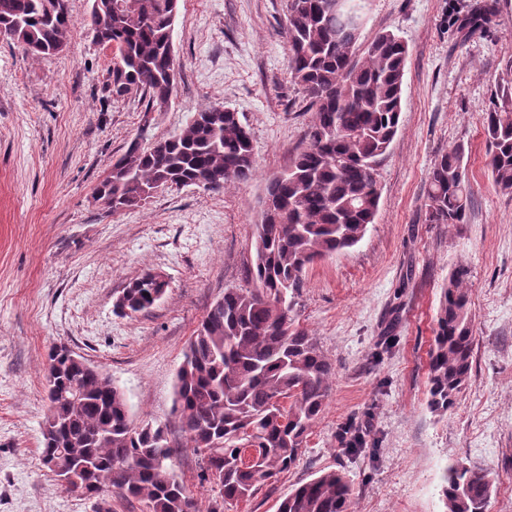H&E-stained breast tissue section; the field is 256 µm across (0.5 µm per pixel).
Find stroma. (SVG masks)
Instances as JSON below:
<instances>
[{
	"label": "stroma",
	"mask_w": 512,
	"mask_h": 512,
	"mask_svg": "<svg viewBox=\"0 0 512 512\" xmlns=\"http://www.w3.org/2000/svg\"><path fill=\"white\" fill-rule=\"evenodd\" d=\"M475 0H370L358 45L383 30L408 46L400 129L377 171V217L353 248L311 265L292 297L296 322L316 337L336 378L296 465L224 512H276L298 483L342 470L355 512H442L451 463L491 472L486 512H512V195L495 185L483 118L512 62V0L483 34L453 20ZM69 0L63 53L33 57L0 37V512H97L95 501L40 464L48 411L45 369L64 345L111 375L135 423L166 426L174 468L199 512L213 493L184 447L173 411L186 343L225 289L250 287L254 224L267 180L303 146L313 112L288 74L285 0H179L174 101L145 113L113 99V53ZM214 102L238 112L253 140L256 174L212 193L158 192L115 214L95 188L134 138L178 134ZM463 146L472 203L462 224L426 219L435 159ZM470 268L474 360L469 384L443 416L428 407V352L441 289ZM168 279L145 313L113 303L146 271ZM364 430L344 452L340 428Z\"/></svg>",
	"instance_id": "stroma-1"
}]
</instances>
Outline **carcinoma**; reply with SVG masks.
<instances>
[{
  "label": "carcinoma",
  "instance_id": "carcinoma-1",
  "mask_svg": "<svg viewBox=\"0 0 512 512\" xmlns=\"http://www.w3.org/2000/svg\"><path fill=\"white\" fill-rule=\"evenodd\" d=\"M288 72L314 116L305 145L268 182L255 224L253 288H230L201 320L184 352L174 412L185 446L202 456L201 480L217 491L209 512L246 500L257 486L290 470L330 397L334 368L316 337L296 324L288 293L301 287L316 261L357 245L374 223L381 194L376 172L400 127L408 57L391 31L358 53V22L369 0H285ZM179 0H93L86 24L97 43L115 53L110 92L138 95L149 113L173 100L169 79L172 23ZM496 5L482 0L458 27L486 29ZM68 0H0V36L32 56L63 52L71 26ZM175 136L144 147L133 139L98 184L95 196L114 213L136 207L159 187L208 191L246 183L255 174L250 130L222 104L196 110ZM488 166L497 188L512 195V65L485 112ZM464 150L438 157L428 181L426 218L462 224L471 199ZM147 271L123 288L115 309L125 316L150 310L162 285ZM469 268L448 277L435 316L428 404L448 412L471 377L474 338ZM46 373L48 413L40 462L56 480L86 499L112 494L142 512H187L192 496L169 461L174 451L160 426L137 425L124 391L98 367L55 347ZM489 473L460 464L444 473V512H485ZM277 512H354L352 489L340 470H322L294 488Z\"/></svg>",
  "mask_w": 512,
  "mask_h": 512
}]
</instances>
